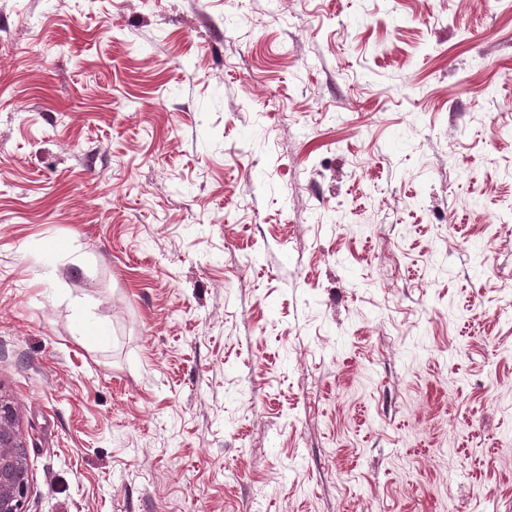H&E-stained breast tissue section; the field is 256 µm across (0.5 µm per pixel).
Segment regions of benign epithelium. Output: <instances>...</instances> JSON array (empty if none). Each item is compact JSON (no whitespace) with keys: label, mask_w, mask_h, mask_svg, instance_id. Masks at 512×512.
<instances>
[{"label":"benign epithelium","mask_w":512,"mask_h":512,"mask_svg":"<svg viewBox=\"0 0 512 512\" xmlns=\"http://www.w3.org/2000/svg\"><path fill=\"white\" fill-rule=\"evenodd\" d=\"M12 405L0 401V512H27L31 479L27 449L14 428Z\"/></svg>","instance_id":"benign-epithelium-1"}]
</instances>
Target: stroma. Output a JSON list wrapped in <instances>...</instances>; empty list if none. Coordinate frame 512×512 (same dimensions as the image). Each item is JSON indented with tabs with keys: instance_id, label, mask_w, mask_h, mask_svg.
Returning <instances> with one entry per match:
<instances>
[{
	"instance_id": "obj_1",
	"label": "stroma",
	"mask_w": 512,
	"mask_h": 512,
	"mask_svg": "<svg viewBox=\"0 0 512 512\" xmlns=\"http://www.w3.org/2000/svg\"><path fill=\"white\" fill-rule=\"evenodd\" d=\"M0 398L28 512H512V0H0Z\"/></svg>"
}]
</instances>
